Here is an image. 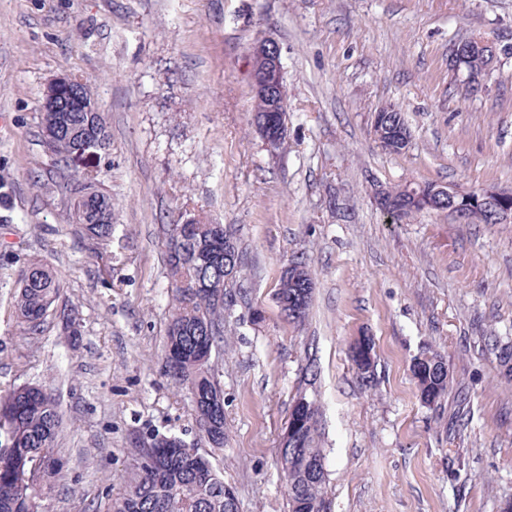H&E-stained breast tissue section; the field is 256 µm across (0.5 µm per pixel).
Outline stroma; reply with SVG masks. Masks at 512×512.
<instances>
[{
    "mask_svg": "<svg viewBox=\"0 0 512 512\" xmlns=\"http://www.w3.org/2000/svg\"><path fill=\"white\" fill-rule=\"evenodd\" d=\"M465 33L512 45V0H0V394L41 385L63 415L44 512H106L133 442L154 432L209 455L240 512H288L277 458L301 394L318 411L331 512H505L512 378L487 341L512 344V223L395 221L373 200L380 185L512 189V54L463 94L448 44ZM261 39L278 44L288 89L275 152L249 121ZM58 76L87 82L109 126L108 151L71 165L112 199L107 239L71 223L37 135ZM389 104L411 134L400 154L374 139ZM183 211L232 225L243 254L211 359L220 451L162 369L166 229ZM298 256L315 287L293 324L275 294ZM33 261L57 272L76 326H18ZM360 336L375 342L367 382L349 357ZM431 353L453 386L428 406L412 363Z\"/></svg>",
    "mask_w": 512,
    "mask_h": 512,
    "instance_id": "35a3bbf8",
    "label": "stroma"
}]
</instances>
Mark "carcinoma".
I'll list each match as a JSON object with an SVG mask.
<instances>
[{
	"mask_svg": "<svg viewBox=\"0 0 512 512\" xmlns=\"http://www.w3.org/2000/svg\"><path fill=\"white\" fill-rule=\"evenodd\" d=\"M79 131L70 137L55 131L57 117ZM377 127L385 135L407 129L402 114L393 105L376 114ZM98 132L102 147L110 143L103 113L43 112L39 137L60 169L70 165L80 134ZM71 217L96 236L112 233V199L96 186V177L73 185ZM170 227L166 264L170 276L189 283L181 288L170 283L172 312L166 334L163 366L191 395L193 421L212 448H224V409L218 401L224 393L211 365L212 352L224 343V290L216 285L224 278V232L214 224H196L185 241ZM293 272L280 278L278 301L285 316L302 322L309 312L313 286L306 263L296 257ZM60 298V280L39 262L22 271L14 295L17 323L25 332L40 328ZM445 362L437 354L418 358L412 372L420 399L431 406L448 389ZM314 424L300 430L294 447L288 449L291 463L286 479L289 512H330L326 492L323 450L318 448L317 409L311 408ZM63 418L47 389L22 385L0 396V512H40L55 468L58 434ZM142 473L126 475L112 495L108 512H239L234 488L213 466L208 456L189 447L177 436L154 434L140 449Z\"/></svg>",
	"mask_w": 512,
	"mask_h": 512,
	"instance_id": "cac0c4a2",
	"label": "carcinoma"
}]
</instances>
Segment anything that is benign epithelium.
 <instances>
[{"instance_id":"7a95c632","label":"benign epithelium","mask_w":512,"mask_h":512,"mask_svg":"<svg viewBox=\"0 0 512 512\" xmlns=\"http://www.w3.org/2000/svg\"><path fill=\"white\" fill-rule=\"evenodd\" d=\"M461 44L473 54L481 56L486 70H491L498 58L499 48L493 42L472 36L461 37ZM249 72L252 94L265 101V111L280 112L282 119L276 130L272 131L264 124L256 126L258 133L269 150L280 148L287 138L288 92L284 83V69L279 46L269 40L254 44L248 54ZM44 108L48 112H98L100 108L94 102L84 101L76 85V80L69 76L52 79L46 87L43 99ZM466 200V205L459 200ZM435 200L448 201V213L461 224L470 223L480 212L490 210L494 213V223L509 224L512 222V192L503 189H482L478 192L461 190L453 185L429 184L422 195L413 198V204L394 198L390 190L384 186L375 189V201L378 208L393 219H402L405 214L415 208L431 207ZM240 270L232 248L229 230H224V285L236 279ZM309 405L301 400L292 409V426L290 433L282 438L280 469L288 474V442L291 435L302 425L311 423L308 414Z\"/></svg>"}]
</instances>
